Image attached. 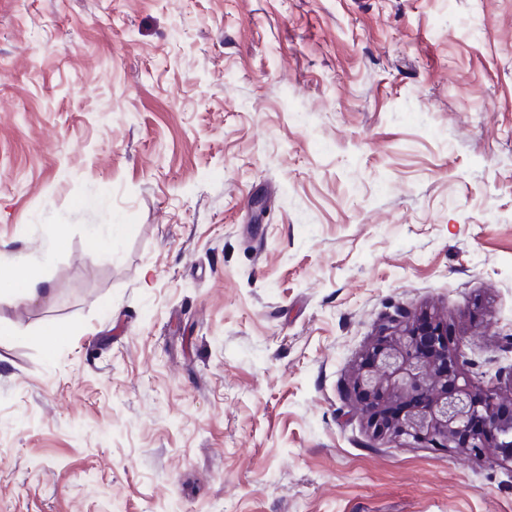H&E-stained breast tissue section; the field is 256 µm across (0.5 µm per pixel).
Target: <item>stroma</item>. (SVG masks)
Returning a JSON list of instances; mask_svg holds the SVG:
<instances>
[{"instance_id":"stroma-1","label":"stroma","mask_w":512,"mask_h":512,"mask_svg":"<svg viewBox=\"0 0 512 512\" xmlns=\"http://www.w3.org/2000/svg\"><path fill=\"white\" fill-rule=\"evenodd\" d=\"M19 261L0 512H512L348 392L425 306L512 378V0H0ZM0 288L1 296L8 293L20 300H35L49 292L46 281L22 262L17 263L7 275L1 276Z\"/></svg>"}]
</instances>
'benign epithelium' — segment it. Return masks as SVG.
<instances>
[{"label":"benign epithelium","mask_w":512,"mask_h":512,"mask_svg":"<svg viewBox=\"0 0 512 512\" xmlns=\"http://www.w3.org/2000/svg\"><path fill=\"white\" fill-rule=\"evenodd\" d=\"M464 344L448 346V321L422 309L388 317L351 378L376 437L437 449H494L512 464V393L461 380Z\"/></svg>","instance_id":"obj_1"}]
</instances>
